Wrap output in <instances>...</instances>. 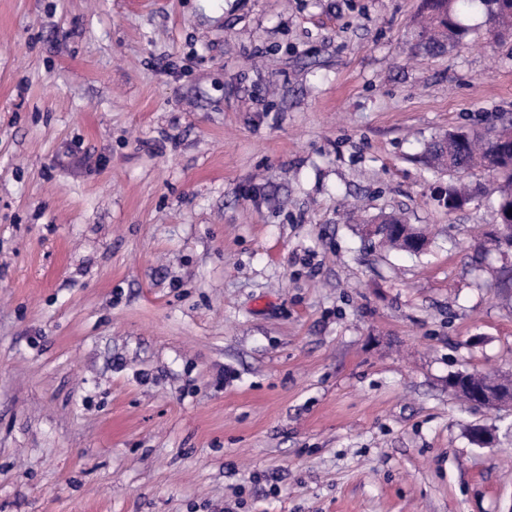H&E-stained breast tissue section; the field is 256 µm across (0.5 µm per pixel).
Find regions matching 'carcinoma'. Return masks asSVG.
I'll list each match as a JSON object with an SVG mask.
<instances>
[{"instance_id":"1","label":"carcinoma","mask_w":512,"mask_h":512,"mask_svg":"<svg viewBox=\"0 0 512 512\" xmlns=\"http://www.w3.org/2000/svg\"><path fill=\"white\" fill-rule=\"evenodd\" d=\"M460 0H423L422 12L415 34L422 37L416 48L425 53L441 52L459 44L468 34V28L457 20ZM491 27L499 36L512 35V0H480ZM425 153L430 165L439 170L452 172L457 177L448 181L445 189L448 201L455 206L469 203L479 193V188L462 182L459 176L477 167L495 173L502 179L503 187L495 207L497 223L503 217L512 219V124L490 128L483 133L469 131L460 133L446 131L434 138ZM381 222L392 225L391 230L377 238L378 243L390 248L421 254L424 252L417 242H426L427 237L408 224L405 217L394 213H379L363 223ZM481 382L489 385L496 380L476 378L470 372L455 373L448 378L453 393L469 404V384Z\"/></svg>"}]
</instances>
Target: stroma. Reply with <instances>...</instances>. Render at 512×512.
Masks as SVG:
<instances>
[{
	"mask_svg": "<svg viewBox=\"0 0 512 512\" xmlns=\"http://www.w3.org/2000/svg\"><path fill=\"white\" fill-rule=\"evenodd\" d=\"M421 8L0 0V512H512L448 387L512 373L500 182L424 158L512 118V37ZM461 0H424L415 36L422 41L415 44L425 53L441 52L455 47L468 34V28L457 20V6ZM448 203H455L454 207L458 208L461 205L469 203L479 193L478 187H472L470 184L462 182L457 176L448 181V186L445 189ZM377 221L381 224H393L388 233L382 234L376 239L381 245L414 254H421L425 251L422 247L428 240L427 237L408 224L405 217L394 213L380 212L363 220L362 224ZM417 241L422 242L420 246H417Z\"/></svg>",
	"mask_w": 512,
	"mask_h": 512,
	"instance_id": "1",
	"label": "stroma"
}]
</instances>
